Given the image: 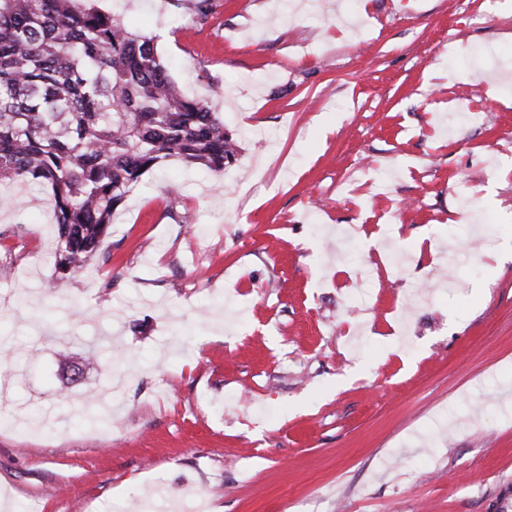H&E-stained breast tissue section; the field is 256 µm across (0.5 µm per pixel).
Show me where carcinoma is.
Masks as SVG:
<instances>
[{"instance_id": "cac0c4a2", "label": "carcinoma", "mask_w": 512, "mask_h": 512, "mask_svg": "<svg viewBox=\"0 0 512 512\" xmlns=\"http://www.w3.org/2000/svg\"><path fill=\"white\" fill-rule=\"evenodd\" d=\"M224 121L171 79L154 39L87 0H0V182L50 189L62 275L110 235L128 190L162 159L222 174Z\"/></svg>"}]
</instances>
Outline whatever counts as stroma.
<instances>
[{
	"label": "stroma",
	"mask_w": 512,
	"mask_h": 512,
	"mask_svg": "<svg viewBox=\"0 0 512 512\" xmlns=\"http://www.w3.org/2000/svg\"><path fill=\"white\" fill-rule=\"evenodd\" d=\"M211 3L97 0L224 175L160 161L66 279L0 183V512H512V0Z\"/></svg>",
	"instance_id": "obj_1"
}]
</instances>
